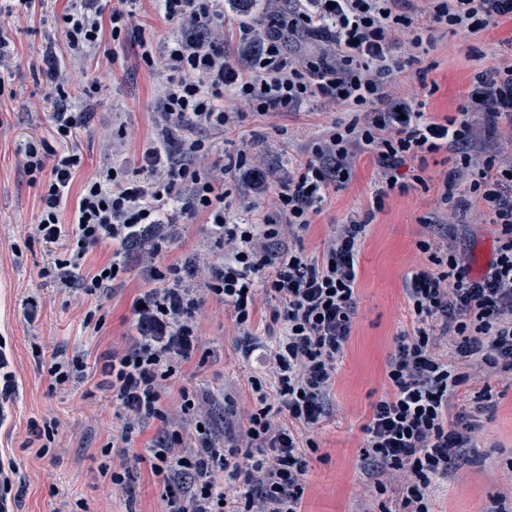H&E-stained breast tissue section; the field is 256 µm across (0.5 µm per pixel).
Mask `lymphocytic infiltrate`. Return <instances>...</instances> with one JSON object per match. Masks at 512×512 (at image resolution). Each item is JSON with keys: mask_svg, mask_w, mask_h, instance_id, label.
Instances as JSON below:
<instances>
[{"mask_svg": "<svg viewBox=\"0 0 512 512\" xmlns=\"http://www.w3.org/2000/svg\"><path fill=\"white\" fill-rule=\"evenodd\" d=\"M398 2L292 0L243 71L212 34L224 18V0H162L165 19L180 28L164 43L138 20L137 0H118L109 12L102 0H71L61 17L69 65L46 55L29 59V69L47 74L58 97L67 98L69 87L78 85L84 107L100 90L99 75L84 61L92 56L110 65L111 45L134 41L142 65L167 73L156 132L143 142L136 170L116 157L72 191L82 156L65 144L83 126V110L56 113L53 141L24 148L25 171L40 188L33 236L58 247L39 272L42 280L101 296L127 270L126 245L153 239L145 253L151 286L131 308L135 334L101 357L98 386L111 392L125 420L103 450L101 474L112 487H126L132 468L145 462L162 487L165 512H304L307 456L318 451L306 433L327 413L355 323L358 257L372 212L338 225L321 254L309 252L304 237L330 187L348 180L364 153L377 167L374 210L390 192L427 187L429 155L454 153L456 170L444 181L441 198L451 202L463 189L483 207L495 236L494 256L477 275L453 245L417 243L420 264L404 288L410 326L397 335L387 362L390 390L373 404L363 427L360 468L373 480L379 512H431L433 485L473 447L477 420L452 413L453 400L470 379L512 373V156L494 139L497 120L512 123V61L475 73L458 115L427 116L423 103L392 91L399 65L394 32L414 30L411 48L423 45L417 16L398 11ZM508 18L512 0H438L429 21L469 38ZM305 35L332 43L333 55L310 59L284 52L287 37ZM228 94L261 116L316 98L353 114L310 144L308 158L281 186L277 215L248 224L229 220L230 185L257 188L264 174L248 164L244 151H220L196 133L201 126L220 131L233 123L234 113L224 109ZM177 202L184 215H205L224 246L198 288L187 285L183 265L161 258ZM104 243L114 248L111 260L83 272L87 255ZM210 300L229 307L243 335L261 319L276 331L264 372L248 379L253 403L240 416L237 434L223 444L209 437L204 394L179 388L181 414L200 427L189 446L165 400L171 379L200 347L198 318ZM151 420L162 428L142 455L132 450V435ZM389 472L404 476L390 504L383 480Z\"/></svg>", "mask_w": 512, "mask_h": 512, "instance_id": "1", "label": "lymphocytic infiltrate"}]
</instances>
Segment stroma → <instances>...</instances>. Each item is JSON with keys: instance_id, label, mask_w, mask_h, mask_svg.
Returning a JSON list of instances; mask_svg holds the SVG:
<instances>
[{"instance_id": "obj_1", "label": "stroma", "mask_w": 512, "mask_h": 512, "mask_svg": "<svg viewBox=\"0 0 512 512\" xmlns=\"http://www.w3.org/2000/svg\"><path fill=\"white\" fill-rule=\"evenodd\" d=\"M68 0H38L32 20L22 21L12 32L11 46L19 60L0 96V341L5 344L9 369L17 392L0 410V458L14 464L16 473L9 493L12 512H72L83 501L86 512H164L162 489L148 465L133 471L130 488L113 493L100 467L102 448L121 428L122 418L110 394L98 388L100 357L132 333L131 305L148 286L140 249L126 251L128 272L116 281L103 300L76 290H64L42 281L39 270L54 253L53 245L31 239V226L40 214L39 189L24 169V147L51 140L54 112L80 102L78 90L60 101L43 76L27 66L29 58L52 48L58 59L68 60V48L59 25ZM288 4L269 8L259 0L250 16L241 15L231 0L224 4V51L238 66H246L274 20L286 15ZM255 29L251 40L239 38L240 26ZM427 49L411 55L406 41L394 54L400 63L395 74L400 95L424 102L428 115L450 117L465 104L476 72L512 58V19L501 21L478 36L463 40L447 28L430 32ZM113 75L104 77L97 102L85 127L70 142L83 157L75 174L82 183L107 163V145L119 128L130 135L122 145L125 156L137 161L142 141L155 128L162 74L138 63V49L125 43L115 49ZM240 112L235 126L214 131L199 128L201 137L213 140L225 151L246 150L254 166L268 176L262 192L240 185L228 199L233 221L248 217L245 203L258 213L273 211L276 188L296 164L307 156L311 140L323 135L334 122L350 121L351 112L329 100L319 99L301 108L262 117L246 106L229 101ZM452 153L428 158L429 189L392 192L377 211L359 255L356 293L357 317L352 336L338 363L336 384L329 397V412L309 436L319 447L309 458L305 512H358L364 477L359 451L362 430L373 404L388 388L385 370L396 337L408 328L410 315L404 291L405 279L415 269L416 244L427 225L444 224L448 240L459 246L473 267H480L493 248L491 227L485 212L470 207L462 218L453 217L440 201L444 179L453 168ZM377 169L371 155L358 157L346 183L331 190L321 212L305 236L308 250L319 252L336 225L349 222L370 208ZM178 233L162 254L164 262L192 260L195 252L216 250L215 239L204 216L194 220L176 217ZM36 301L35 319H27L25 304ZM99 309V327L85 325L87 311ZM203 348L187 363L171 384L214 393H230L236 406L251 401L247 378L257 369L255 358L245 356L243 338L229 311L208 303L199 320ZM82 350L87 362L86 380L50 388L47 364L53 354ZM483 402H476L477 393ZM460 408L470 412L482 405L477 446L460 462L448 480L436 483L433 512H493L498 494L512 482V375L495 376L489 382L471 381L459 392ZM54 417L59 421L54 457H37L26 447L29 420Z\"/></svg>"}]
</instances>
